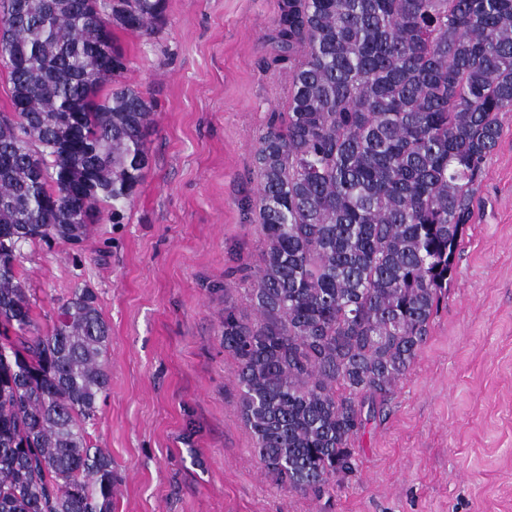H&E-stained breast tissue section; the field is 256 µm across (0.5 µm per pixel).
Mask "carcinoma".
Returning a JSON list of instances; mask_svg holds the SVG:
<instances>
[{"mask_svg": "<svg viewBox=\"0 0 512 512\" xmlns=\"http://www.w3.org/2000/svg\"><path fill=\"white\" fill-rule=\"evenodd\" d=\"M164 0H0V512H112L89 445L110 327L72 290L44 332L21 247L121 223L150 166L151 102L119 81L114 29L152 36ZM108 35L116 64L101 62ZM288 111L253 153L261 245L224 307L239 416L262 468L319 495L409 373L448 295L478 182L512 112V0H281Z\"/></svg>", "mask_w": 512, "mask_h": 512, "instance_id": "obj_1", "label": "carcinoma"}]
</instances>
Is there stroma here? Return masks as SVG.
I'll use <instances>...</instances> for the list:
<instances>
[{
  "instance_id": "obj_1",
  "label": "stroma",
  "mask_w": 512,
  "mask_h": 512,
  "mask_svg": "<svg viewBox=\"0 0 512 512\" xmlns=\"http://www.w3.org/2000/svg\"><path fill=\"white\" fill-rule=\"evenodd\" d=\"M279 0H166L120 30L151 100L152 162L119 224L23 246L33 317L91 288L110 387L86 429L112 459V512H512V113L478 188L448 300L411 371L356 439L359 472L315 498L262 469L224 352L223 293L259 240L252 155L291 74L271 66Z\"/></svg>"
}]
</instances>
